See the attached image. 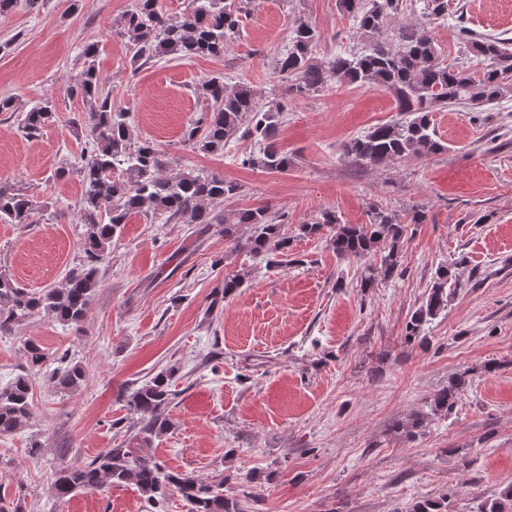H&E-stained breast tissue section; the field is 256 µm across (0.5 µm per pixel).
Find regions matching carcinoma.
<instances>
[{"label": "carcinoma", "instance_id": "cac0c4a2", "mask_svg": "<svg viewBox=\"0 0 512 512\" xmlns=\"http://www.w3.org/2000/svg\"><path fill=\"white\" fill-rule=\"evenodd\" d=\"M252 0H190L178 18L164 15L159 0H134L123 16L119 32L128 37L133 62L144 64L169 56L179 59L221 57L239 38L243 17ZM404 0H338L340 11L353 21L364 44L358 53L338 54L326 63L317 60V28L300 20L288 38V49L275 60V69L287 75L283 93L266 101L246 84L230 86L221 75L196 87L206 102L200 116L185 129L184 142L206 153H222L235 137L249 139L252 149L240 164L251 169L284 172L291 164L278 145V132L288 101L317 93L329 84L370 86L391 93L401 117L373 126L342 146L343 153L363 166H380L398 159H424L447 151L438 135L433 113L464 104L487 112L512 92V38L479 36L461 28L462 44L481 67L453 65L443 60L434 27L448 18V0H420L417 21L393 24ZM96 45L84 47V68L70 92L86 103L85 125L90 149L72 166L83 185L79 201L82 260L59 288L31 291L0 276V335L42 311L80 329L90 302L100 287V270L112 253L128 218L140 213L164 217L179 224H222L224 238L266 261L268 267L293 262L288 257L291 238L282 230L288 216L268 207L217 212L206 202L239 193L240 186L218 173L179 171L162 175L168 159L148 140L136 141L130 132L128 110L117 108L95 66ZM55 106L46 99L23 113L22 128L34 136L54 118ZM42 206L12 185L0 182V221L34 224ZM409 224L399 215L374 206L365 224H344L334 211L297 226L299 238L329 240L339 259L364 260L380 255L383 279L399 274L401 246ZM457 281L455 264L440 265L425 301L405 327V341L420 337L421 327L448 307V284ZM28 362L43 366L45 349L33 340L25 343ZM175 369L156 373L123 393L126 407L138 416L128 443L107 448L90 462L55 472L54 491L64 498L78 491L103 490L135 483L148 499L165 501L173 488L189 512H242L238 501L224 495V478H203L167 469L152 453L153 441L172 422L165 411L172 403ZM468 372L450 378L433 394L430 410L449 414L468 384ZM86 378L82 365H60L52 372L56 387L75 389ZM32 381L19 374L0 387V436L20 430L28 421ZM484 512H512V487L492 500Z\"/></svg>", "mask_w": 512, "mask_h": 512}]
</instances>
